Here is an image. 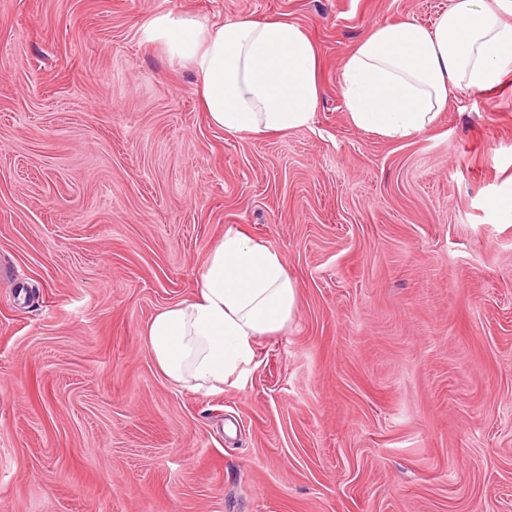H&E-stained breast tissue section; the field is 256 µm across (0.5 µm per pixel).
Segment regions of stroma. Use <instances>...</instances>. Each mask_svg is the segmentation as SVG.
<instances>
[{
	"mask_svg": "<svg viewBox=\"0 0 512 512\" xmlns=\"http://www.w3.org/2000/svg\"><path fill=\"white\" fill-rule=\"evenodd\" d=\"M447 6L0 0V512H512V71L405 139L341 94L375 23ZM161 12L302 25L311 127L211 125ZM229 227L298 310L205 394L145 330Z\"/></svg>",
	"mask_w": 512,
	"mask_h": 512,
	"instance_id": "35a3bbf8",
	"label": "stroma"
}]
</instances>
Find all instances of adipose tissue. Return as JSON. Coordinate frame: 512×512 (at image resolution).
<instances>
[{
    "label": "adipose tissue",
    "instance_id": "obj_1",
    "mask_svg": "<svg viewBox=\"0 0 512 512\" xmlns=\"http://www.w3.org/2000/svg\"><path fill=\"white\" fill-rule=\"evenodd\" d=\"M512 0H451L433 28L376 23L341 72L351 122L390 139L429 130L454 90H483L512 64ZM189 68L209 121L225 133L259 138L309 126L321 97L320 59L299 24L238 17L213 23L166 12L143 25ZM298 310V286L282 256L227 228L187 300L150 321L147 343L159 370L207 393L253 364L258 337L278 332Z\"/></svg>",
    "mask_w": 512,
    "mask_h": 512
}]
</instances>
